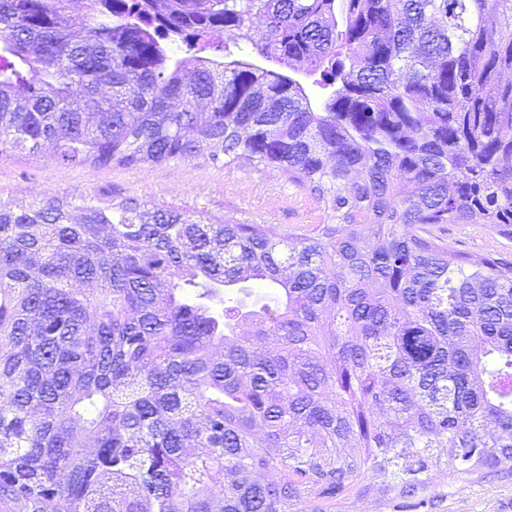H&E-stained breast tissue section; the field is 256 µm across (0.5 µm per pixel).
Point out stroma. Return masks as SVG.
<instances>
[{
    "instance_id": "1",
    "label": "stroma",
    "mask_w": 512,
    "mask_h": 512,
    "mask_svg": "<svg viewBox=\"0 0 512 512\" xmlns=\"http://www.w3.org/2000/svg\"><path fill=\"white\" fill-rule=\"evenodd\" d=\"M118 195L138 197L147 207L175 206L189 212L283 230L318 223L321 214L287 175L244 161L231 168L204 159L160 166L98 167L61 164L52 148L31 155L0 152V206L44 196L80 201ZM452 249L492 253L512 260V237L489 224H449ZM390 477L370 471L356 490L331 499H309L303 512H512V466L454 475L430 468L427 481L406 498L389 492Z\"/></svg>"
}]
</instances>
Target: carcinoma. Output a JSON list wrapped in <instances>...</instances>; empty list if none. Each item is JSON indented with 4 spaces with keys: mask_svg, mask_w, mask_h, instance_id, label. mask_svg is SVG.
Wrapping results in <instances>:
<instances>
[{
    "mask_svg": "<svg viewBox=\"0 0 512 512\" xmlns=\"http://www.w3.org/2000/svg\"><path fill=\"white\" fill-rule=\"evenodd\" d=\"M82 7L77 33L70 0H0V145L247 160L326 218L1 206L0 502L299 512L366 469L407 495L512 463V262L433 232L512 234V0Z\"/></svg>",
    "mask_w": 512,
    "mask_h": 512,
    "instance_id": "1",
    "label": "carcinoma"
}]
</instances>
